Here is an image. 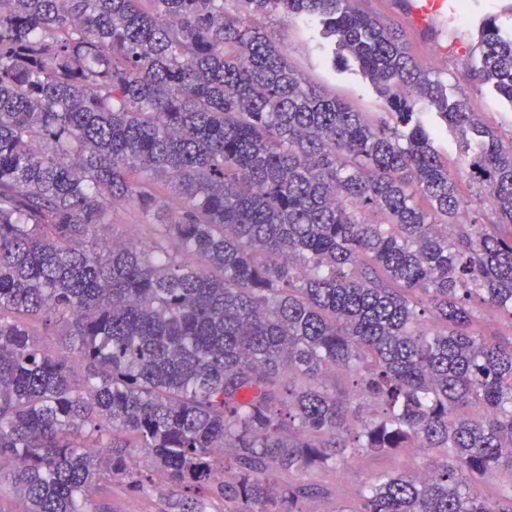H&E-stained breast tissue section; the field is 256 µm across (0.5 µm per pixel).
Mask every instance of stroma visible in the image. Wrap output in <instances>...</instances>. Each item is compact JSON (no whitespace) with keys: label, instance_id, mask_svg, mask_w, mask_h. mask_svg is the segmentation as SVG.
Returning a JSON list of instances; mask_svg holds the SVG:
<instances>
[{"label":"stroma","instance_id":"35a3bbf8","mask_svg":"<svg viewBox=\"0 0 512 512\" xmlns=\"http://www.w3.org/2000/svg\"><path fill=\"white\" fill-rule=\"evenodd\" d=\"M262 27L287 50L289 62L309 81L328 93L350 103L361 112H375L380 106L373 85L355 71L334 70L329 62L330 51L320 36L317 22L284 20L279 13H270L260 20ZM407 40L418 61L447 84L450 94L464 99L469 111L478 113L481 120L498 127L503 135H512V108L500 104L472 76L469 61L454 52H427L415 32ZM110 234L141 244L159 239L157 229L147 225L145 217L134 206L116 205L110 218ZM437 460L434 453L414 449L397 456L365 454L337 467L303 473L305 483L329 488L331 497L318 499L320 512H334L337 499L352 501L356 491L381 472H398L407 468L423 469ZM181 488L155 483L143 492H134L124 481L110 480L95 487L91 502L99 512H182Z\"/></svg>","mask_w":512,"mask_h":512}]
</instances>
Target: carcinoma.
Here are the masks:
<instances>
[{
	"label": "carcinoma",
	"instance_id": "cac0c4a2",
	"mask_svg": "<svg viewBox=\"0 0 512 512\" xmlns=\"http://www.w3.org/2000/svg\"><path fill=\"white\" fill-rule=\"evenodd\" d=\"M232 2L0 0V460L21 512H91L100 482L154 474L184 512L203 492L309 512L278 474L415 445L443 461L334 512H512V485L475 490L512 474V341L477 315L512 336V138L360 0ZM272 12L317 20L382 112L305 81L247 23ZM471 69L512 106L493 15ZM120 203L196 261L106 238ZM474 203L495 223H459Z\"/></svg>",
	"mask_w": 512,
	"mask_h": 512
}]
</instances>
